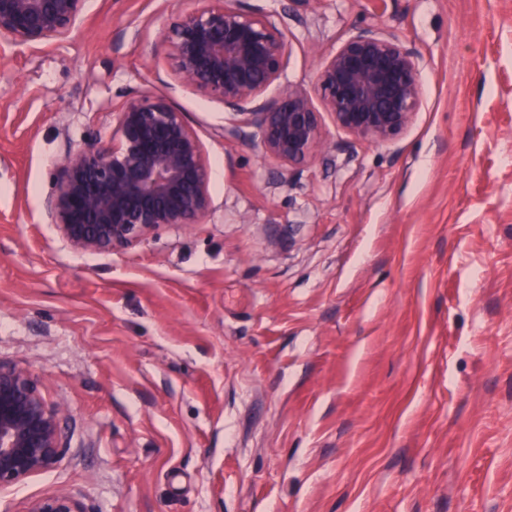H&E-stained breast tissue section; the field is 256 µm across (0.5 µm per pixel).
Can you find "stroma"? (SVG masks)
I'll list each match as a JSON object with an SVG mask.
<instances>
[{"mask_svg":"<svg viewBox=\"0 0 512 512\" xmlns=\"http://www.w3.org/2000/svg\"><path fill=\"white\" fill-rule=\"evenodd\" d=\"M284 85L372 25L420 55L395 142L323 115L266 157L157 48L196 0H86L63 43L0 47V361L62 409L60 464L0 512H512V0H242ZM160 91L200 139L210 212L122 251L49 224L56 166ZM27 512H84L80 503L67 495H48L31 502Z\"/></svg>","mask_w":512,"mask_h":512,"instance_id":"obj_1","label":"stroma"}]
</instances>
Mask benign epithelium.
Returning <instances> with one entry per match:
<instances>
[{"mask_svg": "<svg viewBox=\"0 0 512 512\" xmlns=\"http://www.w3.org/2000/svg\"><path fill=\"white\" fill-rule=\"evenodd\" d=\"M85 0H0V43L17 49L67 39ZM161 34L174 74L257 129L263 153L297 164L322 146V113L346 133L378 144L398 139L423 105L418 52L367 26L322 59L311 88L268 89L288 59L283 29L240 0H197ZM116 143L88 141L60 167L46 209L61 238L83 252L139 243L161 226L198 224L210 212V172L201 141L161 92L132 94L117 112ZM61 408L32 369L0 362V492L62 459ZM28 512H83L67 495Z\"/></svg>", "mask_w": 512, "mask_h": 512, "instance_id": "benign-epithelium-1", "label": "benign epithelium"}]
</instances>
